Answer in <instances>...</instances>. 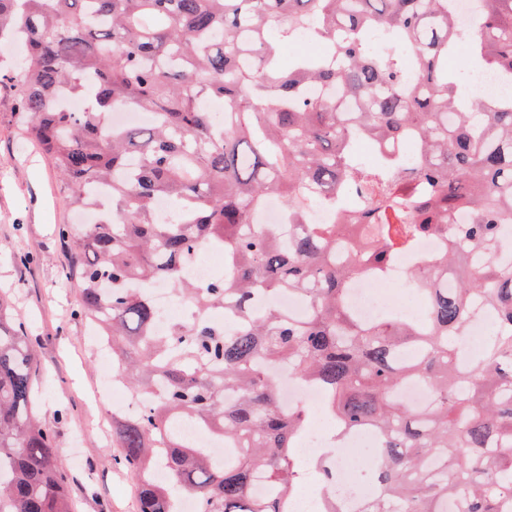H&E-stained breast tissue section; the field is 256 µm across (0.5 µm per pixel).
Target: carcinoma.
<instances>
[{"mask_svg":"<svg viewBox=\"0 0 512 512\" xmlns=\"http://www.w3.org/2000/svg\"><path fill=\"white\" fill-rule=\"evenodd\" d=\"M477 2L466 31L448 0H0V81L20 130L68 185L67 205H97L88 186L109 192V217L60 234L75 249L79 315L146 402L112 421L118 463L138 477L137 512H176L181 496L197 512H290L307 416L282 409L267 361L329 391L338 434L380 431L383 485L364 512H448L451 497L460 512H499L512 496V261L498 259L512 251V99H471L448 71L467 41L475 67L512 82V0ZM300 32L331 44L333 61L283 63ZM400 46L413 58L400 60ZM336 91L357 110L340 111ZM119 109L154 122L112 127ZM410 132L412 160L396 151ZM271 196L288 214L286 239L252 223ZM345 200L337 222L306 223L311 205ZM163 201L172 224L157 218ZM427 236L445 248L411 273L426 320L367 323L346 306L352 277L384 278ZM204 244L224 250L226 268L199 286L182 269ZM450 268L454 288L435 287ZM133 279L167 282L196 322L156 335L158 312ZM256 287L305 294L308 316L251 315ZM480 308L494 332L463 362L457 340ZM215 309L239 310L244 326L223 331L207 320ZM24 331L0 301V512H73L56 436L35 413ZM401 345L416 356L398 368ZM406 378L429 390L423 409L397 396ZM183 422L221 438L224 456L185 440ZM160 465L162 483L150 478ZM257 474L271 493L251 494Z\"/></svg>","mask_w":512,"mask_h":512,"instance_id":"carcinoma-1","label":"carcinoma"}]
</instances>
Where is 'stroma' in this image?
<instances>
[{
	"mask_svg": "<svg viewBox=\"0 0 512 512\" xmlns=\"http://www.w3.org/2000/svg\"><path fill=\"white\" fill-rule=\"evenodd\" d=\"M12 107L0 84V293L35 350L37 413L57 436L75 512H136L133 478L98 429L106 408L89 392L100 377L98 358L77 313L74 255L57 232L80 216L66 206V184L50 161L19 134Z\"/></svg>",
	"mask_w": 512,
	"mask_h": 512,
	"instance_id": "1",
	"label": "stroma"
}]
</instances>
